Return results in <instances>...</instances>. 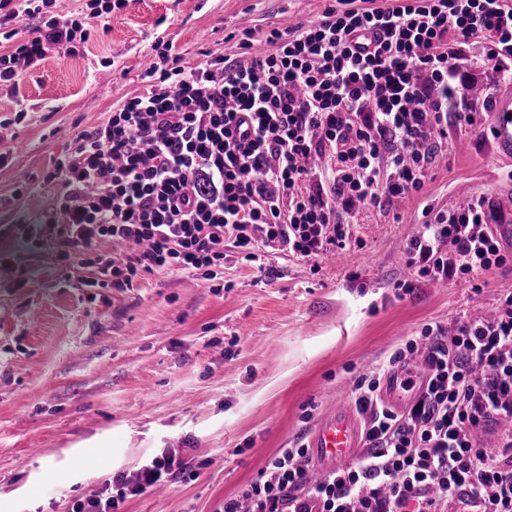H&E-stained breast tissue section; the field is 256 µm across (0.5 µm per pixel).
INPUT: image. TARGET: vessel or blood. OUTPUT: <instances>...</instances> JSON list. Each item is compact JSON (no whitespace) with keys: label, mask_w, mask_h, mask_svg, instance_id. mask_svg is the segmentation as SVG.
I'll use <instances>...</instances> for the list:
<instances>
[{"label":"vessel or blood","mask_w":512,"mask_h":512,"mask_svg":"<svg viewBox=\"0 0 512 512\" xmlns=\"http://www.w3.org/2000/svg\"><path fill=\"white\" fill-rule=\"evenodd\" d=\"M493 140L497 155H512V94L496 101ZM489 221L497 225L503 238L512 242V202L495 199L489 207ZM311 446L325 462L351 458L359 446V424L353 413L342 406L331 410L311 435Z\"/></svg>","instance_id":"vessel-or-blood-1"}]
</instances>
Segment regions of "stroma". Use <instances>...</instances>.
Masks as SVG:
<instances>
[{"instance_id":"1","label":"stroma","mask_w":512,"mask_h":512,"mask_svg":"<svg viewBox=\"0 0 512 512\" xmlns=\"http://www.w3.org/2000/svg\"><path fill=\"white\" fill-rule=\"evenodd\" d=\"M328 4L126 0L76 54L47 53L17 91L0 89V512H65L165 451L190 477L121 512H222L279 449L308 442L332 407L350 404L364 370L424 324L489 315L512 289V265L399 288L425 211L455 207L462 191L512 197V158L495 155L490 134L496 99H473L482 75L466 57L448 109L470 100L478 124L451 126L419 192L354 213L334 258L271 250L251 261L228 242L215 279L145 272L119 291L91 287L94 267L62 261L56 244L22 247L14 227L52 214L57 188L45 177L73 136L145 90L152 44L192 65L236 54L243 30L306 22Z\"/></svg>"}]
</instances>
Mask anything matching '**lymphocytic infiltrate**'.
Instances as JSON below:
<instances>
[{
	"mask_svg": "<svg viewBox=\"0 0 512 512\" xmlns=\"http://www.w3.org/2000/svg\"><path fill=\"white\" fill-rule=\"evenodd\" d=\"M123 4L90 0L89 13L60 18L54 0H0V36L17 41L0 55V86H18L47 51L74 54ZM21 17L35 23L23 40ZM367 28L373 48L354 47ZM466 47L490 83L512 76V0H335L310 23L243 31L236 57L191 67L156 44L146 90L74 137L47 176L61 186L53 215L17 231L29 249L58 241L63 258L96 268V287L116 289L143 271L216 278L228 240L250 259L344 249L354 211L420 191L449 126L476 124L448 109ZM407 255V293L512 259L481 197L426 220ZM418 362L410 406H387L382 379ZM353 400L365 431L352 463L313 482L306 444L280 449L224 512H512L511 289L488 316L424 325L358 377ZM185 471L154 457L72 512H118Z\"/></svg>",
	"mask_w": 512,
	"mask_h": 512,
	"instance_id": "1",
	"label": "lymphocytic infiltrate"
}]
</instances>
